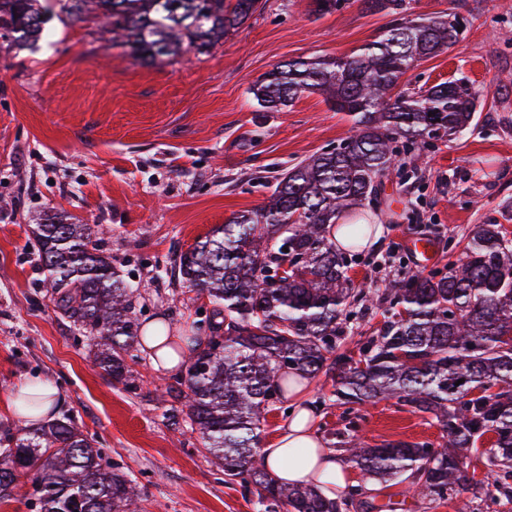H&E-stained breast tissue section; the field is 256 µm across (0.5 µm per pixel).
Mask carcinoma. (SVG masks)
<instances>
[{"label": "carcinoma", "instance_id": "obj_1", "mask_svg": "<svg viewBox=\"0 0 512 512\" xmlns=\"http://www.w3.org/2000/svg\"><path fill=\"white\" fill-rule=\"evenodd\" d=\"M37 0H0V39L29 46L45 35ZM62 13L100 16L104 32L141 63L173 59L188 48L205 52L261 8V0H59ZM370 13L396 23L358 52L339 58L281 63L249 88L259 112H279L304 94H320L350 116L351 134L337 147L305 158L275 177L265 208L243 211L213 228L174 261V276L206 293L214 305L183 339L186 373L173 388L185 401L184 422L199 431L204 451L257 499L263 512H350L356 486L329 498L312 486L280 485L258 448L268 413L284 403L288 384L323 373L336 405L394 399L430 415L446 435L429 442L369 446L353 435L344 448L369 479L405 474L417 495L444 503L472 490L485 512L512 503V233L477 224L463 248L448 246L439 270L395 280L384 289L354 285L347 250L369 225L345 218L374 201L398 162L397 143L420 154L431 140L448 141L477 127V93L463 78L392 95L418 61L458 37L456 20L411 18L405 0H362ZM340 227L347 244L330 237ZM39 258L53 277L54 306L96 336L93 363L125 381L126 357L141 340L132 310L133 286L92 239L88 224L62 212L38 225ZM288 241L290 269L277 278ZM460 255H455V249ZM385 306L382 325L341 349L354 334L352 307ZM463 383L456 384V381ZM493 388L475 396L477 388ZM493 434L486 472L464 468L467 453ZM34 488L30 512H122L139 497L136 484L110 469L102 449L71 419L24 431L0 448V501L19 478Z\"/></svg>", "mask_w": 512, "mask_h": 512}]
</instances>
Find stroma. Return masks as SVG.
Returning <instances> with one entry per match:
<instances>
[{"label":"stroma","instance_id":"obj_1","mask_svg":"<svg viewBox=\"0 0 512 512\" xmlns=\"http://www.w3.org/2000/svg\"><path fill=\"white\" fill-rule=\"evenodd\" d=\"M410 14L458 16L457 42L416 63L405 87L466 78L480 92L479 127L437 141L421 157L401 155L402 174L383 178L369 212L378 244L349 271L354 282L416 273L412 237L465 238L474 225L506 224L512 200V0H407ZM361 0L314 12L311 0H267L264 9L206 52L185 50L152 66L99 34L100 19L52 18L38 47L0 42V443L17 436L12 394L39 377L63 397L53 418L71 417L109 462L137 483L127 512H259L201 452L199 433L171 426L181 404L174 375L156 373L142 348L128 382L92 363V338L54 309L31 227L61 208L91 226L113 267L131 282L140 325L180 335L207 298L172 274L176 256L233 214L260 211L273 176L349 136L351 119L311 94L280 112H259L249 88L277 64L343 57L389 24ZM331 378L306 395L326 447L339 449L349 423L369 445L437 442L429 415L383 400L344 414ZM354 481L366 491L352 512H455L419 498L410 479Z\"/></svg>","mask_w":512,"mask_h":512}]
</instances>
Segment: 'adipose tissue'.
Instances as JSON below:
<instances>
[{
  "instance_id": "ef3b65f1",
  "label": "adipose tissue",
  "mask_w": 512,
  "mask_h": 512,
  "mask_svg": "<svg viewBox=\"0 0 512 512\" xmlns=\"http://www.w3.org/2000/svg\"><path fill=\"white\" fill-rule=\"evenodd\" d=\"M307 382L294 383L288 395L297 403L294 416L278 437L261 450L264 464L274 479L281 484H315L325 494L345 488L350 472L326 448L314 427L315 411L304 400Z\"/></svg>"
}]
</instances>
